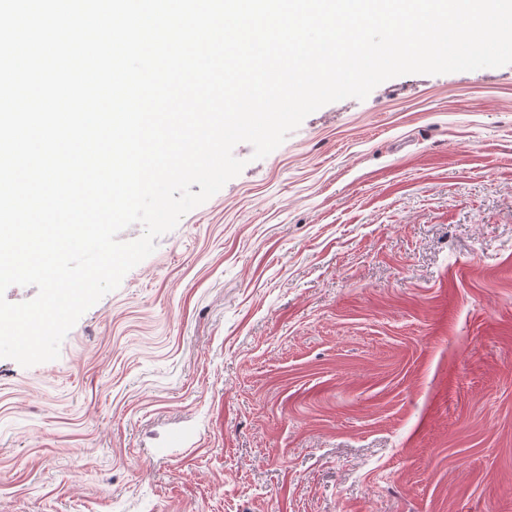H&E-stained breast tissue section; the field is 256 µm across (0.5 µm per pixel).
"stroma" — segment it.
I'll return each instance as SVG.
<instances>
[{
    "instance_id": "obj_1",
    "label": "stroma",
    "mask_w": 512,
    "mask_h": 512,
    "mask_svg": "<svg viewBox=\"0 0 512 512\" xmlns=\"http://www.w3.org/2000/svg\"><path fill=\"white\" fill-rule=\"evenodd\" d=\"M0 358V512H512V65L310 114Z\"/></svg>"
}]
</instances>
